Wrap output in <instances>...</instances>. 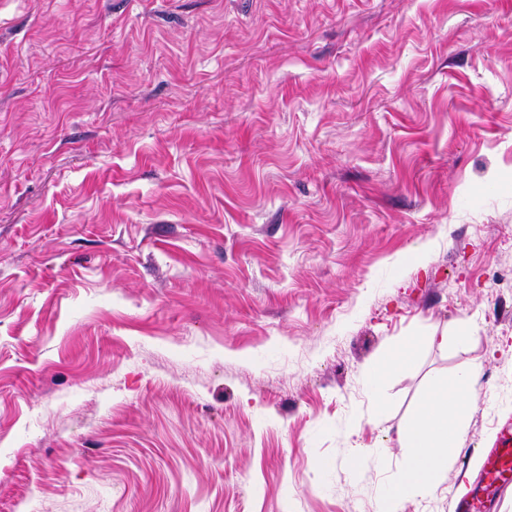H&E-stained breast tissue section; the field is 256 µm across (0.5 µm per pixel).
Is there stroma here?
I'll return each instance as SVG.
<instances>
[{
	"label": "stroma",
	"mask_w": 512,
	"mask_h": 512,
	"mask_svg": "<svg viewBox=\"0 0 512 512\" xmlns=\"http://www.w3.org/2000/svg\"><path fill=\"white\" fill-rule=\"evenodd\" d=\"M466 371L404 512L512 424V0H0V512H377ZM413 358V349L411 345H404L399 349L385 364L373 369L366 374V379L372 388V399L376 406L380 403V397L375 390L382 382L383 378L395 369H405ZM471 383L467 375L434 382L403 437L406 461L379 512H399L411 495H427L440 483L448 456L466 438Z\"/></svg>",
	"instance_id": "obj_1"
}]
</instances>
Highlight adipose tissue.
I'll return each mask as SVG.
<instances>
[{
	"mask_svg": "<svg viewBox=\"0 0 512 512\" xmlns=\"http://www.w3.org/2000/svg\"><path fill=\"white\" fill-rule=\"evenodd\" d=\"M471 383L468 376L431 384L406 430V461L379 512H401L412 495H427L440 483L452 451L466 438Z\"/></svg>",
	"mask_w": 512,
	"mask_h": 512,
	"instance_id": "adipose-tissue-1",
	"label": "adipose tissue"
}]
</instances>
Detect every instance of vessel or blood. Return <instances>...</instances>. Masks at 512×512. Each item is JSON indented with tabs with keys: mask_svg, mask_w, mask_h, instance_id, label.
I'll return each mask as SVG.
<instances>
[{
	"mask_svg": "<svg viewBox=\"0 0 512 512\" xmlns=\"http://www.w3.org/2000/svg\"><path fill=\"white\" fill-rule=\"evenodd\" d=\"M512 481V425L501 426L492 445L482 451V468L479 483L456 500L454 512H483L486 498L498 488Z\"/></svg>",
	"mask_w": 512,
	"mask_h": 512,
	"instance_id": "obj_1",
	"label": "vessel or blood"
}]
</instances>
